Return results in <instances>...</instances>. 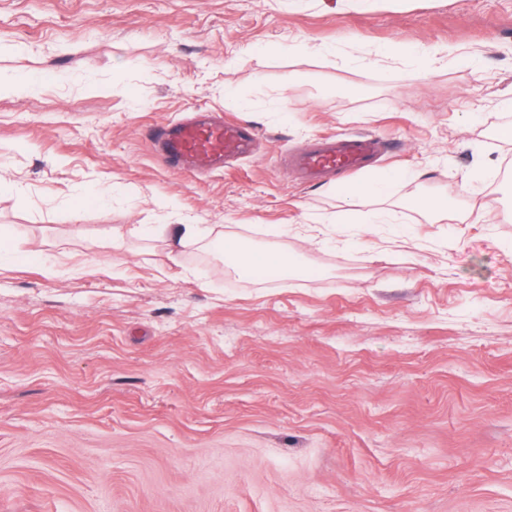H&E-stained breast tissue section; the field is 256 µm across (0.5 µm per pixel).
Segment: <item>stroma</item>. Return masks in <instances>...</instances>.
I'll use <instances>...</instances> for the list:
<instances>
[{"label": "stroma", "instance_id": "35a3bbf8", "mask_svg": "<svg viewBox=\"0 0 512 512\" xmlns=\"http://www.w3.org/2000/svg\"><path fill=\"white\" fill-rule=\"evenodd\" d=\"M197 110L257 153L170 169ZM510 123L512 0H0V512H512ZM359 132L429 178L284 163ZM188 215L289 271L110 247ZM427 174V171L420 170L408 178L389 175L385 179L379 181H362L354 184H341L336 186V191L345 196L347 204L351 208H356L364 205L370 199L389 196L392 188L401 181L416 183L423 179Z\"/></svg>", "mask_w": 512, "mask_h": 512}]
</instances>
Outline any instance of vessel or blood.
Returning <instances> with one entry per match:
<instances>
[{
  "label": "vessel or blood",
  "instance_id": "obj_1",
  "mask_svg": "<svg viewBox=\"0 0 512 512\" xmlns=\"http://www.w3.org/2000/svg\"><path fill=\"white\" fill-rule=\"evenodd\" d=\"M173 169L199 174L223 169L226 159L253 154L256 132L240 121L209 113L161 126L153 137ZM381 150L379 139L365 134L326 135L311 149L291 155L287 162L309 181L325 175H352L363 170Z\"/></svg>",
  "mask_w": 512,
  "mask_h": 512
}]
</instances>
